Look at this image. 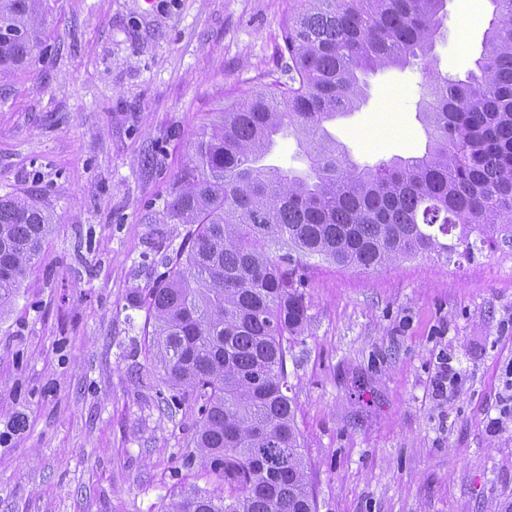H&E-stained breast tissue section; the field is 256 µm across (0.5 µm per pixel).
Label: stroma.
Here are the masks:
<instances>
[{
    "mask_svg": "<svg viewBox=\"0 0 512 512\" xmlns=\"http://www.w3.org/2000/svg\"><path fill=\"white\" fill-rule=\"evenodd\" d=\"M39 62L0 87V195L58 219L0 309V512H165L217 479L184 453L195 397L163 409L143 333L169 181L210 112L280 75L294 0H51ZM440 73L466 77L492 0H447ZM327 122L362 164L425 152L420 65L366 74ZM288 358L318 512H512V249L305 278ZM457 378L437 386L443 366Z\"/></svg>",
    "mask_w": 512,
    "mask_h": 512,
    "instance_id": "35a3bbf8",
    "label": "stroma"
}]
</instances>
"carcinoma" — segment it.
<instances>
[{"instance_id":"1","label":"carcinoma","mask_w":512,"mask_h":512,"mask_svg":"<svg viewBox=\"0 0 512 512\" xmlns=\"http://www.w3.org/2000/svg\"><path fill=\"white\" fill-rule=\"evenodd\" d=\"M50 0H0V79L39 60ZM284 36L285 81L212 113L168 184L163 224H185L145 302L144 335L163 382L195 395L200 455L219 480L166 512H317L286 360L309 316L306 271L375 270L419 255L512 248V0L477 71L431 67L446 0H297ZM420 61L427 74L421 156L354 161L324 123L356 109L359 75ZM293 130L306 170L264 165ZM32 193L0 196V307L52 232Z\"/></svg>"}]
</instances>
